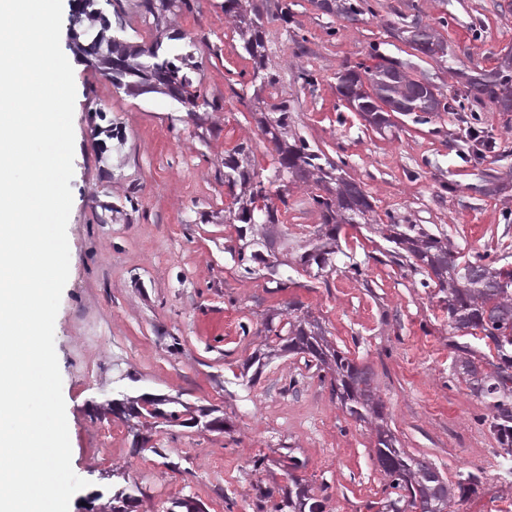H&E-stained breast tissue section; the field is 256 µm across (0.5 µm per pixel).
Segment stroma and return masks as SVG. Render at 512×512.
Returning <instances> with one entry per match:
<instances>
[{"label":"stroma","instance_id":"stroma-1","mask_svg":"<svg viewBox=\"0 0 512 512\" xmlns=\"http://www.w3.org/2000/svg\"><path fill=\"white\" fill-rule=\"evenodd\" d=\"M262 4L275 82L257 91L224 0H189L160 22L145 0H102L103 16L123 24L128 42L176 35L194 51L199 67L190 76L208 103L193 117L168 96L116 88L77 60L70 274L54 334L71 466L88 485L69 512H112L120 492L130 496L127 512H170L182 499L201 512H274L288 489L289 455L304 461L297 475L325 497V512H378L387 490L369 426L342 410L301 356L270 353L260 332L292 298L339 349L373 369L401 448L430 458L450 482L480 473L479 494L451 512H512L499 448L473 421L481 406L450 381L453 337L434 289L381 260L378 234L348 227L327 282L288 267L293 286L275 292L235 269L226 248L236 234L224 222L232 202L224 152L252 138L257 167L269 168L255 117L284 100L298 133L346 161L377 223L424 224L462 255L512 259V112L462 98L456 76L493 69L512 47V0H366L355 21L324 14L312 0ZM416 20L444 39L447 57L411 55L392 36V27ZM376 51L409 61L410 75L434 84L448 111L423 121L396 113L390 133L369 127L339 99L336 74L372 65ZM472 124L495 142L481 160L468 153ZM488 172L504 188L483 196L473 187ZM314 192L292 187L282 215L300 240L319 222ZM350 255L361 277L346 272ZM142 396L190 410L175 425L112 414L113 401ZM203 408L226 418L229 431L206 427ZM261 456L267 466L255 467ZM260 486L272 498H258Z\"/></svg>","mask_w":512,"mask_h":512}]
</instances>
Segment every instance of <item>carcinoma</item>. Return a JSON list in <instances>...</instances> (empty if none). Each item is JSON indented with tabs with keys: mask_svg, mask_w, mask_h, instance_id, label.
I'll use <instances>...</instances> for the list:
<instances>
[{
	"mask_svg": "<svg viewBox=\"0 0 512 512\" xmlns=\"http://www.w3.org/2000/svg\"><path fill=\"white\" fill-rule=\"evenodd\" d=\"M98 0H74L73 24L83 15H99ZM363 0H334L339 18L355 21L363 13ZM224 15L233 19L243 48L253 62L251 82L272 81L265 41L268 15L256 0H224ZM415 33L409 41L412 49L439 59L448 55V45L427 25H412ZM105 23L95 34L73 38V50L90 59L92 65L119 88L139 93L170 96L187 111L194 112L205 100L194 86L187 70L197 68L194 53L172 54L162 41L132 45L117 42ZM370 67H346L336 76V92L378 132L394 126L379 102L405 107L425 115L448 110L442 99L423 94L422 80L404 71L406 64L380 53ZM466 97L489 103L500 112H512V52L501 57L491 71L466 76ZM292 115L283 104L273 116L258 119L262 136L272 144V174L263 176L253 159V142L243 138L224 151V186L233 197L225 223L234 227L237 243L228 248L234 265L243 276L260 275L275 291L288 288L290 278L280 272L283 266H295L315 279L327 280L336 270L335 256L341 251L340 235L345 226L371 225L374 207L360 182L320 149L313 148L302 136L291 132ZM314 184L320 193L311 196L320 224L303 252L288 254V227L280 220L288 208L290 187ZM377 233L392 244L387 250L391 263L407 267L422 276L424 287L435 285L443 294L452 333L469 335L495 350L493 359L480 355L469 341L453 342L454 379L468 394L485 407L477 417L503 451V459L512 461V264L488 254L460 261L448 236L434 233L424 224H378ZM288 318L264 322L266 337L273 338L283 352L305 356L307 366H315L320 378H330L333 395L342 409L355 421L373 425L375 459L388 480L391 495L383 512H450L457 501L467 500L479 491L481 478L474 472L460 474L447 482L430 461L407 454L398 447V439L388 427L385 405L374 383L373 371L338 350L327 337L322 322L300 301L287 302ZM152 417L168 422L180 419L175 409L163 406L170 399H149ZM288 496L274 504V512H324L325 498L317 496L299 478L291 477Z\"/></svg>",
	"mask_w": 512,
	"mask_h": 512,
	"instance_id": "obj_1",
	"label": "carcinoma"
}]
</instances>
